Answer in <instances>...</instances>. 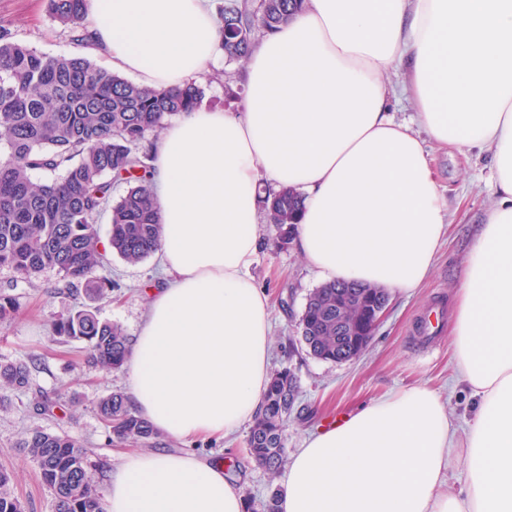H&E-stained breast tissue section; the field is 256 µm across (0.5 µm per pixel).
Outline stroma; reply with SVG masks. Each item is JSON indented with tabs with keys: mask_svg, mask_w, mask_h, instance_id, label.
Returning a JSON list of instances; mask_svg holds the SVG:
<instances>
[{
	"mask_svg": "<svg viewBox=\"0 0 512 512\" xmlns=\"http://www.w3.org/2000/svg\"><path fill=\"white\" fill-rule=\"evenodd\" d=\"M0 26L10 28L15 38L39 51L59 55L76 52L68 30L52 21L47 0H0ZM224 79L207 86L204 106L227 112L240 111L245 96V68L218 62ZM431 167L440 183L453 222L440 244L433 270L416 291L394 293L389 309L363 355L341 364L324 362L302 349L297 323L308 293L320 281L295 247L279 249L266 239L267 224H260L264 237L259 259L251 269L255 282L265 287L273 308L271 369L291 367L300 385L297 410L288 419L286 450L300 448L304 438L327 419L351 413L360 406L402 388L426 384L448 395V409L459 414L467 400L464 391H450L453 363L448 331L428 337L418 327L431 310L452 311L453 293L460 282L463 263L491 202L489 155L464 159L447 150L431 147ZM114 288L112 300L100 304L101 319L123 326L128 336H137L146 309L144 288L162 276L156 257L130 265L111 257ZM15 284L22 309L15 319L0 324V361L36 356L42 363L35 373L32 391L13 397L7 410H0V467L14 473V491L27 512H53L50 492L42 485L36 465L19 452L18 441L34 427L67 434L91 448L100 473L119 464L117 448L99 420L96 401L116 388H126L125 371L104 372L87 364L80 343L62 344L51 334L49 321L79 306L80 301L59 288L55 271L47 270L32 281H14L10 271L0 269V287ZM52 398V414L38 413L34 394ZM247 428L230 440L197 441L190 450L209 459L223 458L224 469L240 486L245 498L262 501L269 488L267 474L247 455Z\"/></svg>",
	"mask_w": 512,
	"mask_h": 512,
	"instance_id": "35a3bbf8",
	"label": "stroma"
}]
</instances>
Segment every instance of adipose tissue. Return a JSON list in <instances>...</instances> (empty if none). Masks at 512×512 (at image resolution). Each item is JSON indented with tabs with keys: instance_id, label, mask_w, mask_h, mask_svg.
I'll use <instances>...</instances> for the list:
<instances>
[{
	"instance_id": "1",
	"label": "adipose tissue",
	"mask_w": 512,
	"mask_h": 512,
	"mask_svg": "<svg viewBox=\"0 0 512 512\" xmlns=\"http://www.w3.org/2000/svg\"><path fill=\"white\" fill-rule=\"evenodd\" d=\"M91 53L138 85L217 64L212 0H86ZM406 68L396 122L382 77ZM244 110L167 122L152 190L165 283L131 346L137 412L175 439L225 437L269 380L271 311L251 268L259 190L296 188L293 235L324 281L400 292L429 275L452 215L426 142L494 155L493 201L456 290L458 421L425 385L373 401L292 455L281 512H512V0H306L253 50ZM105 512H246L224 467L137 450L109 471Z\"/></svg>"
}]
</instances>
